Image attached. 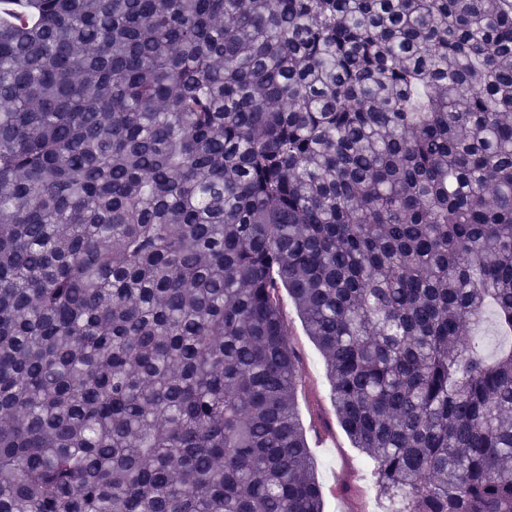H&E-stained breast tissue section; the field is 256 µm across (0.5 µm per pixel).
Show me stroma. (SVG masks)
Returning <instances> with one entry per match:
<instances>
[{
	"label": "stroma",
	"instance_id": "35a3bbf8",
	"mask_svg": "<svg viewBox=\"0 0 512 512\" xmlns=\"http://www.w3.org/2000/svg\"><path fill=\"white\" fill-rule=\"evenodd\" d=\"M281 307L288 341L299 358L296 408L312 449L324 512H379L376 495L370 490L368 463L336 418L323 358L292 302L282 299Z\"/></svg>",
	"mask_w": 512,
	"mask_h": 512
}]
</instances>
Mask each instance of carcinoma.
I'll list each match as a JSON object with an SVG mask.
<instances>
[{
	"instance_id": "carcinoma-1",
	"label": "carcinoma",
	"mask_w": 512,
	"mask_h": 512,
	"mask_svg": "<svg viewBox=\"0 0 512 512\" xmlns=\"http://www.w3.org/2000/svg\"><path fill=\"white\" fill-rule=\"evenodd\" d=\"M283 288L385 512H512V0H0V512H323Z\"/></svg>"
}]
</instances>
